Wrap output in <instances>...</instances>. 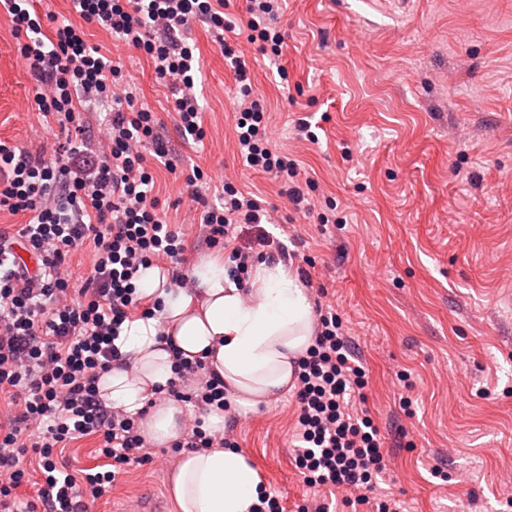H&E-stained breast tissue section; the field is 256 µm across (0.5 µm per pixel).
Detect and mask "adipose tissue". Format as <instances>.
<instances>
[{"mask_svg":"<svg viewBox=\"0 0 512 512\" xmlns=\"http://www.w3.org/2000/svg\"><path fill=\"white\" fill-rule=\"evenodd\" d=\"M194 288L172 285L166 267L140 269L139 293L159 301L157 317L122 326L117 344L127 356L98 382L105 402L139 411L171 375L170 347L184 358H205L232 401L253 407L275 398L295 377V362L312 342L314 316L298 278L282 262L255 266L249 290L233 282L222 261L205 259L191 269ZM178 402L167 401L145 417L141 431L157 444L181 440ZM179 512H250L258 478L241 451L185 452L171 475Z\"/></svg>","mask_w":512,"mask_h":512,"instance_id":"adipose-tissue-1","label":"adipose tissue"}]
</instances>
